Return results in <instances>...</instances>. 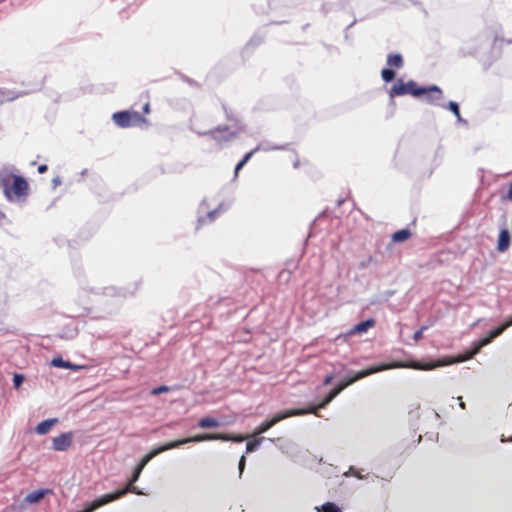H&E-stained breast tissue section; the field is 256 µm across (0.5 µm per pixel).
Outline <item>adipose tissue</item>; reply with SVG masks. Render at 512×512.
Here are the masks:
<instances>
[{
	"instance_id": "ef3b65f1",
	"label": "adipose tissue",
	"mask_w": 512,
	"mask_h": 512,
	"mask_svg": "<svg viewBox=\"0 0 512 512\" xmlns=\"http://www.w3.org/2000/svg\"><path fill=\"white\" fill-rule=\"evenodd\" d=\"M413 14L387 17L357 29L341 52H308L303 78L324 86L376 71L387 52L409 53L413 80L435 82L433 51L419 45ZM488 74L462 72L458 94L441 100L448 170L429 189L422 224H444L463 197L490 171L512 169V116L475 125L469 108L482 95ZM399 112H354L309 144L325 170L321 182L288 169L280 153L245 144L231 154H212L175 181L160 180L149 200L130 201L95 261L108 275L140 266L151 275L158 306L166 289L185 274L210 275L223 264L249 265L293 244L301 220L344 192L377 212L398 214L399 186L384 151L404 136ZM243 188L233 219L195 232L192 198L213 181ZM55 227L43 214L18 230L23 248L51 279L56 304L72 302L70 285L51 247ZM429 424L417 439L414 463L399 466L388 490L367 485L341 499L308 472L272 456L292 441L341 473L364 477L365 461L407 414ZM471 445L490 439L494 453L474 464L448 459L444 434ZM108 512H512V336L453 368L380 377L301 418L253 439L211 448H177L155 459Z\"/></svg>"
}]
</instances>
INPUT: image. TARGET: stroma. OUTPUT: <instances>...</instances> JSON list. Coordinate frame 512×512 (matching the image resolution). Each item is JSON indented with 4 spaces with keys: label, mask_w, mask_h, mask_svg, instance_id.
<instances>
[{
    "label": "stroma",
    "mask_w": 512,
    "mask_h": 512,
    "mask_svg": "<svg viewBox=\"0 0 512 512\" xmlns=\"http://www.w3.org/2000/svg\"><path fill=\"white\" fill-rule=\"evenodd\" d=\"M399 7V0H324L320 24L303 18L296 0H252L256 25L199 73V91L188 88L192 68L171 63L168 73L143 77L105 124L171 143L192 125L206 155L265 144L266 126L285 113L290 122L274 148L289 169L318 182L324 168L303 145L324 128L352 112H417L420 120L385 152L402 220L337 195L307 214L288 251L216 269L209 280L183 276L150 309L155 284L146 270L108 276L94 256L129 200L151 197L159 179L177 180L195 157L167 155L115 187L94 164L78 171L41 152L0 156V512H98L158 455L250 438L375 377L450 367L512 333V170L483 176L448 223L417 221L428 186L449 164L443 144L451 132L432 106L456 91L449 59L480 61L493 76L472 123L512 113V71L498 68L504 53L487 0L478 2L479 36L436 39L437 85L397 103L392 88L410 81L401 51L340 91L301 80L300 56L277 60L291 45L333 51L338 35ZM103 38L70 29L41 54L35 74L0 64V132L27 101H44L50 127L69 104L113 96L117 82L86 73L68 88L54 83L72 46ZM247 67L261 78L239 110L225 102L224 88ZM74 184L83 213L68 224L65 190ZM241 193L221 180L199 193L197 231L233 212ZM31 205L57 226L52 247L71 305L48 300L51 281L19 244L15 216ZM425 424L418 415L403 418L367 467L386 472L411 461Z\"/></svg>",
    "instance_id": "stroma-1"
}]
</instances>
